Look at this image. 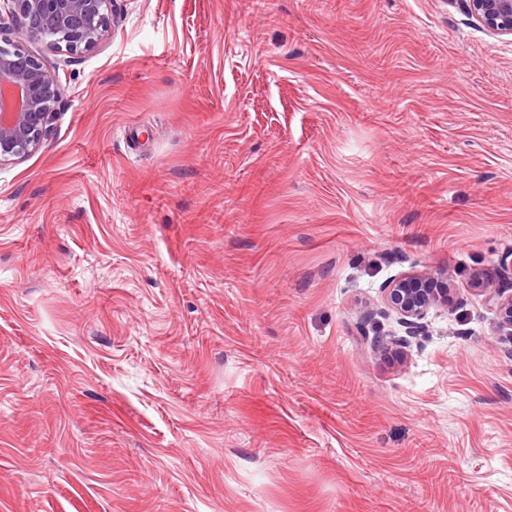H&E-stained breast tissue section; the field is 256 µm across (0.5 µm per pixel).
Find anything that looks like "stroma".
<instances>
[{"instance_id":"1","label":"stroma","mask_w":512,"mask_h":512,"mask_svg":"<svg viewBox=\"0 0 512 512\" xmlns=\"http://www.w3.org/2000/svg\"><path fill=\"white\" fill-rule=\"evenodd\" d=\"M0 166V512H512V39L454 0H113ZM447 274L403 336L382 286ZM370 319H363L364 309ZM472 286L481 292L485 305L495 311L499 327L510 328L512 335V279L502 281L497 287H484L479 279H475Z\"/></svg>"}]
</instances>
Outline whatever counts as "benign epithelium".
I'll list each match as a JSON object with an SVG mask.
<instances>
[{"mask_svg": "<svg viewBox=\"0 0 512 512\" xmlns=\"http://www.w3.org/2000/svg\"><path fill=\"white\" fill-rule=\"evenodd\" d=\"M491 34L512 37V0H460ZM112 0H0V164L35 153L48 135L66 87L27 48L42 43L63 52L65 65L111 35ZM472 286L496 313L501 328L512 329V279L498 286ZM454 286L447 275L410 271L382 288V301L409 336L425 328L428 313L448 306Z\"/></svg>", "mask_w": 512, "mask_h": 512, "instance_id": "obj_1", "label": "benign epithelium"}]
</instances>
